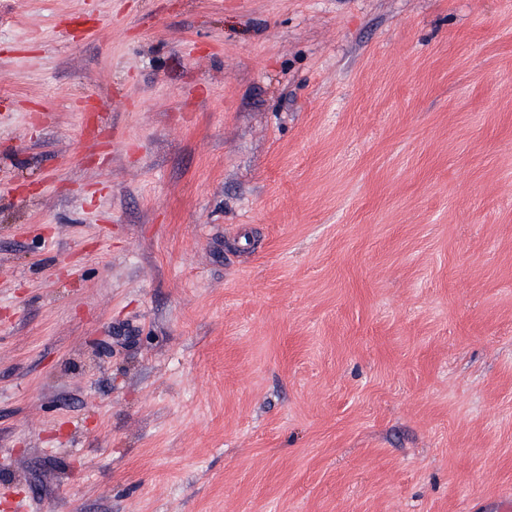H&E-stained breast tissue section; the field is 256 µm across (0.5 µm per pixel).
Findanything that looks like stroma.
Listing matches in <instances>:
<instances>
[{"mask_svg": "<svg viewBox=\"0 0 512 512\" xmlns=\"http://www.w3.org/2000/svg\"><path fill=\"white\" fill-rule=\"evenodd\" d=\"M509 498L512 0H0V512Z\"/></svg>", "mask_w": 512, "mask_h": 512, "instance_id": "obj_1", "label": "stroma"}]
</instances>
